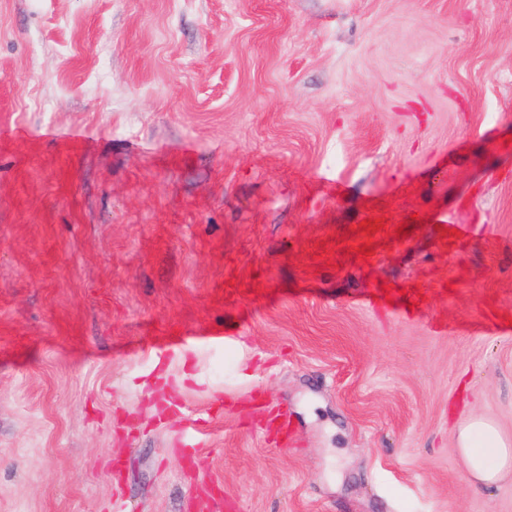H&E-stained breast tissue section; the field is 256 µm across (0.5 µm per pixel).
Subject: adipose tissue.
I'll return each instance as SVG.
<instances>
[{
	"mask_svg": "<svg viewBox=\"0 0 512 512\" xmlns=\"http://www.w3.org/2000/svg\"><path fill=\"white\" fill-rule=\"evenodd\" d=\"M456 435L472 483L491 485L497 481L500 470L512 464V444L491 421L468 416L457 422Z\"/></svg>",
	"mask_w": 512,
	"mask_h": 512,
	"instance_id": "obj_1",
	"label": "adipose tissue"
}]
</instances>
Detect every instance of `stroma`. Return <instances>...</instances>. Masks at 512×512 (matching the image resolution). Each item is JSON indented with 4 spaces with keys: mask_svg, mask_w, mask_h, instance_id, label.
Wrapping results in <instances>:
<instances>
[{
    "mask_svg": "<svg viewBox=\"0 0 512 512\" xmlns=\"http://www.w3.org/2000/svg\"><path fill=\"white\" fill-rule=\"evenodd\" d=\"M500 310L512 0H0V512H512ZM456 435L472 483L489 486L498 480L502 469L508 468L509 463L512 465V448L491 421L468 416L457 422ZM492 458L498 460V469L488 466Z\"/></svg>",
    "mask_w": 512,
    "mask_h": 512,
    "instance_id": "obj_1",
    "label": "stroma"
}]
</instances>
